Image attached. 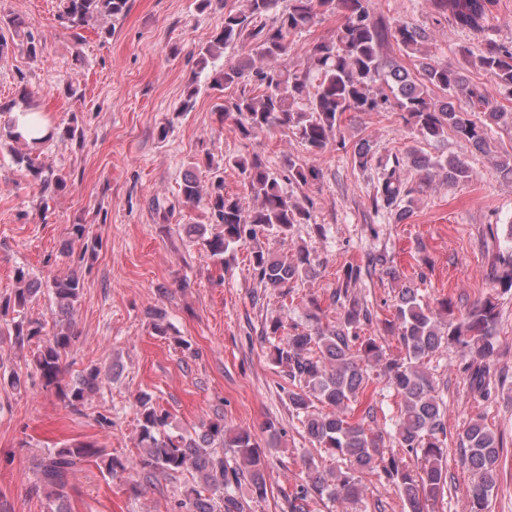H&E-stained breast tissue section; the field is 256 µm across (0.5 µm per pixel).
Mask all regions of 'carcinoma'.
Instances as JSON below:
<instances>
[{"label": "carcinoma", "mask_w": 512, "mask_h": 512, "mask_svg": "<svg viewBox=\"0 0 512 512\" xmlns=\"http://www.w3.org/2000/svg\"><path fill=\"white\" fill-rule=\"evenodd\" d=\"M279 0H245V8L224 12L219 34L197 53L199 72L211 70L210 89H228L233 94L219 105L220 118L229 122L245 139L276 131L291 133L305 147L308 157L299 162L285 160L277 171L258 153L226 154L224 166L236 169L254 206L246 208L242 197L224 189V179L214 175L208 191L192 174L186 175L179 192L183 204L206 206L212 223L221 227L206 234L200 224L186 226L196 235L210 256L224 262V256L239 246H251L252 276L260 287L270 288L281 298L294 292L297 283L314 276L317 256L307 245L298 246L289 257L276 256L264 249L260 240L274 235L288 238L297 224L314 220L313 203L299 197L295 189L318 179L321 158L346 149L341 136L343 116L351 112H398L411 133L425 141H440L453 132L479 150L488 146L490 124L512 128V113L499 105L492 91L467 80L458 68L419 57L420 78L397 65L387 63L381 49L392 41L407 55L421 52L426 33L404 21L379 23L371 15V0H288V7L277 11ZM434 19L451 20L458 28L482 34L489 28L495 0H425ZM130 9V0H60L58 21L67 30L84 29L102 18L117 19ZM337 16L341 22L326 39L298 43V37L320 19ZM240 44L253 51L221 69L215 62L224 48ZM298 54L303 63L296 68L279 66L276 61ZM472 65L489 73L499 88H512V41L488 39ZM395 84L385 91L376 83ZM443 97L438 98L435 92ZM467 100L470 110L455 107L451 94ZM481 112L485 120H473L469 112ZM76 125L45 127V133L32 143L45 145L56 139L72 140ZM356 166L365 168L375 160L374 146L366 140L354 150ZM15 164L41 184L48 196L63 191L67 182L45 168L39 157L18 152ZM379 177L371 206L402 217L401 204H410L413 194L437 176L448 183L473 177L468 164L457 157L432 159L417 150L404 157L378 159ZM413 169L423 173L415 186L407 177ZM79 251H74V245ZM102 247V240L90 234L85 224H74L62 253L72 259L73 269L64 276L44 282L22 266L15 269L16 288L0 300V319H10L0 335L12 347L23 350L37 344L30 363L45 388L58 390L70 412L86 415L90 396L101 382V371L90 365L63 381L62 358L77 341L70 316L83 288V272L89 269ZM367 267L390 279L400 273L389 265L386 255L369 259ZM362 268L349 266L341 284L333 292L332 303L340 304L336 323H322L319 300H308V324L287 323L277 315L265 323L262 335L271 345L274 364L289 380L288 401L309 439L333 456L344 467L314 470L295 491L283 493L288 512H309L310 504L323 498L359 502L361 475L376 474L393 487L409 512H431L444 498L448 478L447 430L443 402L425 362L456 348L465 360L471 391L483 394L489 376L488 365L496 353L499 322L497 304L488 297L473 305L464 315H455L450 298L424 302L418 290L403 286L395 292L392 319L384 331L396 336L404 356H392L380 336H366L364 327L371 312L350 292L361 279ZM48 295L54 331L46 336V323L25 316V310ZM383 380L398 399L394 439L402 453H386L380 448L381 433L374 430V412L367 404L368 392ZM0 386L20 390L26 379L15 369L0 364ZM329 408L323 412L315 406ZM141 454L120 459L92 442H78L54 448L33 457V479L27 495L44 496L47 512H68L65 505L70 476L94 459L114 477L126 472L144 473L149 480L156 473L171 478L189 474L184 498L174 502V512H242L235 489L242 483L256 499L268 493L267 462L261 443L247 428L234 432L224 426V415L216 414L200 431L187 434L169 432V412L147 392L137 397ZM465 463L477 480L469 492L468 512H488L490 497L498 482L501 437L479 421L467 425L459 437ZM232 450L235 464L224 458ZM418 456L421 464L411 468L405 455Z\"/></svg>", "instance_id": "1"}]
</instances>
